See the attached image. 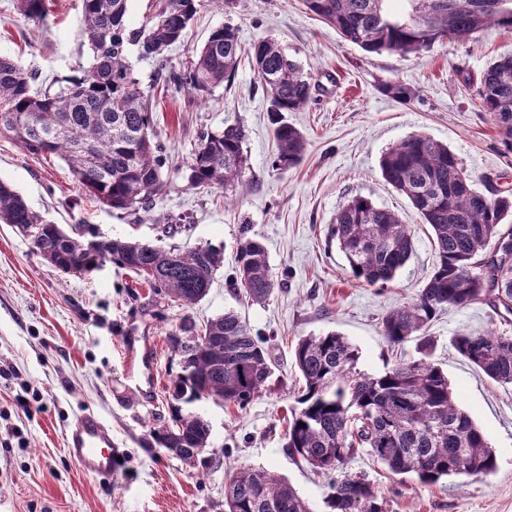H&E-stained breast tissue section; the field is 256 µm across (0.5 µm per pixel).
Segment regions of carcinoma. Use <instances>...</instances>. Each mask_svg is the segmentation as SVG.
<instances>
[{
  "mask_svg": "<svg viewBox=\"0 0 512 512\" xmlns=\"http://www.w3.org/2000/svg\"><path fill=\"white\" fill-rule=\"evenodd\" d=\"M130 0H82V37L91 51L81 75L39 81L36 71L0 56V133L27 152L60 157L75 180L100 204L115 210L147 211L167 185L161 147L154 141L153 104L134 76L130 48L166 71V52L186 36L201 0H156L155 13L139 27L129 24ZM301 0L306 10L334 27L341 38L370 54L419 55L446 40H469L489 26L512 29V0ZM25 19L39 25L49 16L47 0H16ZM244 49L231 26L213 30L190 68L172 77L177 88L210 92L235 75ZM257 74L269 98L278 145L275 166L292 168L305 152L303 134L285 113L304 109L316 84L270 39L253 45ZM504 146L512 153V55L490 64L477 89ZM244 131L229 125L200 134L187 165L193 188H227L244 170ZM383 178L406 195L434 234L439 264L411 301L382 318L393 344L417 341V357L370 374L358 369L360 352L330 331L300 338L294 366L302 384L288 419L285 447L323 473L340 471L363 450L394 475L434 485L453 475L489 476L497 460L484 431L453 394L448 376L429 358L426 330L447 306L486 302L512 312V264L495 262L488 248L503 245L512 258V192L491 196L464 175L448 146L415 134L381 157ZM0 223L18 229L32 250L67 274H84L113 262L152 290L191 307L207 294L224 253L209 245L188 251L140 241L66 231L33 210L25 197L0 182ZM351 274L381 288L410 260L414 242L407 225L390 210L362 196L336 213L331 227ZM230 285L262 302L275 288L263 244L242 232ZM169 336L182 369L170 384L173 425L158 442L182 448L193 463L207 448L210 428L185 406L220 399L239 408L269 388L273 363L262 337L241 315L226 311L202 329L189 322ZM456 351L498 385L512 384V336L459 334ZM305 426H300V423ZM329 512H388L386 498L363 472L334 480ZM224 512H312L284 479L263 468L241 467L224 485Z\"/></svg>",
  "mask_w": 512,
  "mask_h": 512,
  "instance_id": "carcinoma-1",
  "label": "carcinoma"
}]
</instances>
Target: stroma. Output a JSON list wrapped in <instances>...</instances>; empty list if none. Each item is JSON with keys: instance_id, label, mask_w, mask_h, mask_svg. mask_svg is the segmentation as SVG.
Segmentation results:
<instances>
[{"instance_id": "stroma-1", "label": "stroma", "mask_w": 512, "mask_h": 512, "mask_svg": "<svg viewBox=\"0 0 512 512\" xmlns=\"http://www.w3.org/2000/svg\"><path fill=\"white\" fill-rule=\"evenodd\" d=\"M49 10V20L38 26L18 14L14 0H0V55L47 78L77 75L90 57L80 2L50 0ZM225 25L237 29L246 47L276 40L317 80L309 106L288 115L306 139L296 167L272 166L277 147L269 100L247 58L231 82L208 93L155 88L154 130L169 180L148 212L101 208L58 156L30 154L0 134V180L64 229L91 226L113 238L224 252L208 294L184 308L110 262L79 276L62 273L33 253L14 227L0 224V512H224L227 473L243 465L274 471L313 512H328L329 477L284 446L299 386L292 350L299 338L336 331L358 348L360 368L371 372L415 356V342L388 343L381 319L414 297L438 263L430 227L384 180L381 156L421 133L447 144L479 190L512 189V154L505 153L474 85L495 59L512 55V30L491 26L418 56L377 55L344 41L300 0H237L229 10L206 0L184 40L169 48V70H185L194 49ZM386 82L407 84L416 95L391 97L381 90ZM230 124L245 132L241 185L190 188L184 170L199 133ZM357 195L395 212L413 235V255L385 288L356 280L330 237L337 211ZM244 226L265 245L276 276L262 304L241 300L229 286ZM227 310L266 336L278 365L269 389L245 408L193 404L210 425L211 444L203 460L189 464L152 435L171 422L168 387L181 370L168 337L185 321L201 325ZM427 332L432 360L494 448L495 473L422 485L399 479L362 451L343 470L366 472L389 512H512V386L493 383L453 346L462 332L512 336V314L480 302L448 307ZM128 343L143 350L144 370L128 373ZM86 412L110 425L124 452L112 481L83 475L68 457L66 434Z\"/></svg>"}]
</instances>
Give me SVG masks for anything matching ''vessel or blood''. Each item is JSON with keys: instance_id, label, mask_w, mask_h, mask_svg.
I'll list each match as a JSON object with an SVG mask.
<instances>
[{"instance_id": "vessel-or-blood-1", "label": "vessel or blood", "mask_w": 512, "mask_h": 512, "mask_svg": "<svg viewBox=\"0 0 512 512\" xmlns=\"http://www.w3.org/2000/svg\"><path fill=\"white\" fill-rule=\"evenodd\" d=\"M68 454L82 473L109 480L118 468L119 450L107 423L93 414L81 416L67 437Z\"/></svg>"}]
</instances>
